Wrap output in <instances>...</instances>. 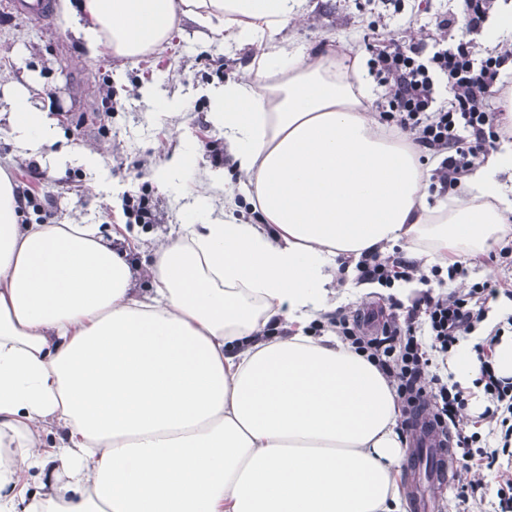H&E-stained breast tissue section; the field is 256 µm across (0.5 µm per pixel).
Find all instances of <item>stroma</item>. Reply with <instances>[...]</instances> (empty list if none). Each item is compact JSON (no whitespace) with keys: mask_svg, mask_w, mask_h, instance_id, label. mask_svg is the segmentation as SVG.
I'll return each mask as SVG.
<instances>
[{"mask_svg":"<svg viewBox=\"0 0 512 512\" xmlns=\"http://www.w3.org/2000/svg\"><path fill=\"white\" fill-rule=\"evenodd\" d=\"M407 8L420 6V22L407 26L406 12L397 13L386 0H307L304 14L278 33L280 39L314 51L331 39L346 36L354 54L365 55L372 32L370 22L407 40L433 42L437 16L463 14L464 0H405ZM254 50L225 43L204 26L182 19L167 44L136 59H120L109 50L89 55L84 43L60 15L33 22L15 16L8 0H0V171L17 190L33 188L36 199L50 198L61 224H95L102 234L119 232L135 266L145 267L156 245L177 237L189 211L190 199L154 177L164 158L182 141L200 147L196 188L223 208L225 195H233L238 221L256 223L239 188L232 161L219 162L214 153L224 147V129L214 122L210 87L240 81L249 75ZM34 77L33 100L41 102L54 119L52 136L39 153L22 149L9 134L10 102L14 89ZM179 100L184 111L166 113L161 100ZM85 147L96 153L95 165L85 164L74 150ZM37 164L44 177L32 182L29 164ZM224 168L223 187L211 186L208 170ZM146 194L161 221L143 226L127 223L123 214L126 196ZM463 257V272L452 281L462 290L487 279L499 282L506 303L512 288V269L492 262L499 250ZM499 308L494 319H503ZM498 480L487 469L454 470L439 491L441 512H492Z\"/></svg>","mask_w":512,"mask_h":512,"instance_id":"1","label":"stroma"}]
</instances>
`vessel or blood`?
<instances>
[{"instance_id": "vessel-or-blood-1", "label": "vessel or blood", "mask_w": 512, "mask_h": 512, "mask_svg": "<svg viewBox=\"0 0 512 512\" xmlns=\"http://www.w3.org/2000/svg\"><path fill=\"white\" fill-rule=\"evenodd\" d=\"M9 7L13 13L32 20L43 21L50 15L48 0H10ZM414 437L419 452L425 453L431 460L428 477L414 484V507L416 512H438L440 504L432 490L443 484L451 470L448 454L450 437L436 427L426 414L418 417Z\"/></svg>"}]
</instances>
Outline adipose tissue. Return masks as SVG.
<instances>
[{"mask_svg":"<svg viewBox=\"0 0 512 512\" xmlns=\"http://www.w3.org/2000/svg\"><path fill=\"white\" fill-rule=\"evenodd\" d=\"M304 0H58L90 51L135 58L181 19L254 47L213 117L260 214L215 217L197 197L152 253L139 293L94 224H22L0 172V512H403L392 385L332 331L338 258L406 249L424 265L512 232V147L430 201L408 136L372 113L346 41L279 40ZM16 142L54 123L18 87ZM198 146L155 171L192 188ZM59 436L46 441L47 427Z\"/></svg>","mask_w":512,"mask_h":512,"instance_id":"1","label":"adipose tissue"}]
</instances>
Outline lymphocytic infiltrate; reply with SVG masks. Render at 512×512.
Masks as SVG:
<instances>
[{"label": "lymphocytic infiltrate", "instance_id": "f902f5d3", "mask_svg": "<svg viewBox=\"0 0 512 512\" xmlns=\"http://www.w3.org/2000/svg\"><path fill=\"white\" fill-rule=\"evenodd\" d=\"M495 0H467L465 25L473 38L422 56L416 44L390 38L369 45V70L383 88L379 120L389 129L409 133L423 155L436 159L432 187L455 192L462 179L483 163L501 143L512 142V123L504 111L512 104V42L499 52L479 57L476 37L481 34ZM451 98L437 107L438 87ZM357 280L390 288L395 282L455 276L459 264L424 269L421 262L381 252L363 254L356 263ZM497 287L489 281L474 283L468 291L419 297L403 324L384 328L381 336L360 333L359 320L335 314L316 325L331 330L355 351L365 353L388 378L398 399L411 407H429L437 424H447L465 406L460 383H447L431 371L433 355H447L461 338L470 335L486 318V305ZM494 325L476 349L481 363L479 381L490 405L483 416L487 435L457 430V445L465 462L497 470L502 482L496 512H512V380L496 375L492 353L504 325Z\"/></svg>", "mask_w": 512, "mask_h": 512}]
</instances>
